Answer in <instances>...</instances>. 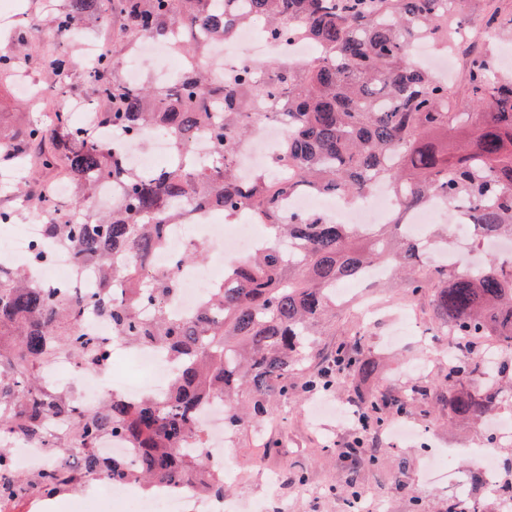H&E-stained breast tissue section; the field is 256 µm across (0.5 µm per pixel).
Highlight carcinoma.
I'll return each mask as SVG.
<instances>
[{"instance_id": "cac0c4a2", "label": "carcinoma", "mask_w": 512, "mask_h": 512, "mask_svg": "<svg viewBox=\"0 0 512 512\" xmlns=\"http://www.w3.org/2000/svg\"><path fill=\"white\" fill-rule=\"evenodd\" d=\"M228 0H61L45 24L32 23L12 33L14 50L0 54V79L28 66L35 37L46 30L73 38L84 22H118L121 49L104 51L85 78L105 105L97 123L124 139L158 122L174 138L176 161L149 173L124 165L119 145L76 127L71 113L54 109L43 118L12 127L0 125V153L26 157L31 181L64 173L75 184L74 207L96 194L98 182L123 186L122 198L100 218L86 219L48 207L49 196L33 198L50 213L47 235L74 251L77 259L100 265V290L75 300L26 274L0 267V429L38 440L44 420L74 413L71 403L40 383L45 361L56 351L107 357L86 335L81 312L96 311L112 321L116 335L158 342L179 360L169 400L146 397L131 404L114 395L101 409L76 416L75 426L57 448L91 449L98 437L124 438L140 449L139 468L129 471L118 458L91 452L88 473L112 481L152 484L172 478L193 479L204 472V457L184 444L200 439L194 421L201 397H224V426L235 436L264 414L265 400H288V392L330 390L346 384L351 370L370 377L375 366L356 346H340L336 362L317 371L303 368L313 328L336 307V290L360 276L363 268L383 264L411 282L412 293L432 288L437 313L452 335L471 344V357L448 362V397L454 418L468 420L494 412L501 386L474 387L481 371L475 340L495 336L512 346V266L490 264L466 275L440 267L420 277L409 261L420 245L400 232L401 217L365 229L334 224L321 215L283 220L279 208L292 192H314L355 199L385 183L401 201V211L427 199L466 204L463 220L477 240L512 237V78L495 67L490 46L468 50V92L480 108L474 138L448 152V132L457 128L448 82L415 64L409 46L425 36L437 45L459 44L460 32L448 25V0H247L248 11H228ZM260 19L276 43L311 36L322 56L293 61L274 56L262 66L247 65L227 79L200 66L172 84L135 87L118 77L117 63L133 42L150 36L178 44L184 57L202 58L210 42L229 41L242 24ZM42 68L56 86L66 87L69 59L44 54ZM274 97L285 127L281 154L268 172L241 182L234 159L262 118L248 111L250 98ZM207 133V165L189 163L192 140ZM216 205L226 218L252 211L266 225V246L242 261L228 276V288L214 290L207 306L212 316L173 321L164 297L174 278L154 280L147 257L165 236V225L179 223L190 207ZM129 284L124 304L111 302L112 281ZM150 306L155 316L143 322L137 310ZM421 389L409 396L363 399L361 430L351 455L367 432L383 423L382 410L408 414ZM70 482L55 465L37 475H15L9 486L49 492Z\"/></svg>"}]
</instances>
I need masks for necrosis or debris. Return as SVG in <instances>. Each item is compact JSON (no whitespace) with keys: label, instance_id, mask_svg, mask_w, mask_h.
I'll return each mask as SVG.
<instances>
[{"label":"necrosis or debris","instance_id":"4bbe7bcc","mask_svg":"<svg viewBox=\"0 0 512 512\" xmlns=\"http://www.w3.org/2000/svg\"><path fill=\"white\" fill-rule=\"evenodd\" d=\"M294 59L320 54V45L313 40L300 39L281 49L272 43L260 28L247 24L238 27L232 40L210 44L205 65L220 76L235 73L244 65L260 61L274 52ZM148 59L149 70L138 63ZM120 67L126 71L128 85L136 86L146 80L164 81L178 71L190 68L189 61L171 62L166 51L156 48L151 39L138 41L132 56ZM285 129L276 119L266 120L254 130L252 137L236 156V168L242 182H249L259 168L265 167L281 146ZM174 141L171 133L150 128L138 137L125 142L122 154L128 167L150 170L157 157L171 155ZM284 211L320 213L336 224L366 227L390 220L399 209V200L386 186L378 185L356 202L325 198L311 193H294L283 204ZM215 208L192 209L186 212L182 223L167 227V247L150 256L151 273L173 275L177 286L167 301L168 313L180 320L198 318L204 310V301L215 284L214 267L232 268L261 248L263 238L254 234L251 224L223 226L215 223ZM44 214H35L30 224L9 238L0 247V266L24 267L27 275L41 282L65 288L70 295H80L97 286L101 270L92 264L77 262L71 250L47 244L41 257H34L33 246L44 238ZM195 245L205 246L210 261L206 264H173L174 255ZM89 335L95 336L107 349V359L98 366H87L75 361L69 353L56 352L45 370L57 381L54 391L85 411L96 410L106 397L101 387L104 375H111L112 384L120 388L124 398L137 401L145 397L166 399L172 390L177 372L174 358L154 345H136L124 337L113 335L112 324L102 316L91 313L82 319ZM195 421L201 434V448L208 460V472L214 476H228L230 462L227 446L229 438L224 431V403L205 396L195 409ZM74 425L73 418L53 416L43 426L42 444L16 437L13 433L0 434V442L12 448L13 472L35 473L53 465V445L67 435ZM84 449H70L61 461L74 483L87 491L82 506L87 512L108 502L110 512H239L236 499L215 496L184 481H162L149 493H142L131 481L107 482L86 476L80 470Z\"/></svg>","mask_w":512,"mask_h":512}]
</instances>
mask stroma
<instances>
[{
  "label": "stroma",
  "instance_id": "1",
  "mask_svg": "<svg viewBox=\"0 0 512 512\" xmlns=\"http://www.w3.org/2000/svg\"><path fill=\"white\" fill-rule=\"evenodd\" d=\"M493 15L511 17L512 0H463L456 18L468 39L477 42L482 37L481 23ZM38 48L68 56L72 66L69 93L93 97L75 41L43 34ZM54 104L51 97L42 104H31L20 96L12 81L0 82L1 121L35 119ZM362 290L373 300L371 313H364L356 300H345L320 327L307 366L317 370L339 346L359 344L376 368L363 383L369 395L393 398L407 394L415 385L426 388V395L416 400L407 417L408 423L426 431V439L405 443L391 438L387 427L398 416L394 409H386V427L365 446L366 454L376 456V464H355L341 457L339 451L352 442L356 420L339 427L329 420L315 422L308 414L309 407L322 398L358 410L352 393L344 387L323 395L300 389L288 401L268 402L259 423L234 437L230 462L237 476L228 486L230 495L283 500L289 512H349L354 496L345 491L344 482L353 471L358 495L370 512H441L448 501L447 488L438 483L418 488L414 477L424 461L434 456L450 457L461 471H468L475 448L489 449L512 480V471L507 468L512 462V443L492 441L488 419L453 422L447 403L433 395L448 374V353L457 350L458 340L449 335L446 323L438 316L431 292L413 295L403 288L386 287L380 280L364 283ZM264 471L275 473V484L261 481Z\"/></svg>",
  "mask_w": 512,
  "mask_h": 512
}]
</instances>
